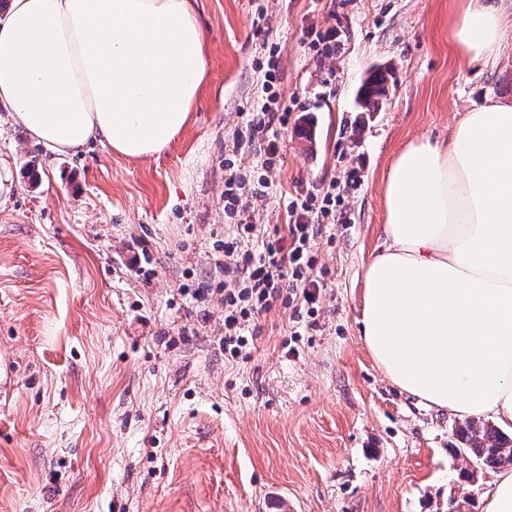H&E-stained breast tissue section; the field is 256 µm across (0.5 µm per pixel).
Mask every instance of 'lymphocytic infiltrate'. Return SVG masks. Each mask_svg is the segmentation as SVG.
I'll return each mask as SVG.
<instances>
[{
    "label": "lymphocytic infiltrate",
    "mask_w": 512,
    "mask_h": 512,
    "mask_svg": "<svg viewBox=\"0 0 512 512\" xmlns=\"http://www.w3.org/2000/svg\"><path fill=\"white\" fill-rule=\"evenodd\" d=\"M234 186V180H227L224 192L232 213L240 217L233 235L224 240V353L233 359L249 344L246 328L284 295L307 308L316 304L321 284L312 276L315 260L310 250L319 230L316 206L336 202L330 194L320 200L311 194L297 196L288 203L293 223L261 237Z\"/></svg>",
    "instance_id": "obj_1"
}]
</instances>
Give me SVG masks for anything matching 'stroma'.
I'll return each instance as SVG.
<instances>
[{"mask_svg":"<svg viewBox=\"0 0 512 512\" xmlns=\"http://www.w3.org/2000/svg\"><path fill=\"white\" fill-rule=\"evenodd\" d=\"M192 2L208 79L163 152L57 154L0 111V512H481L495 472L464 478L460 418L394 387L358 320L392 164L458 113L512 102V34L501 60L470 63L449 38L462 0ZM312 28L334 30L331 54ZM385 66L386 100L360 111ZM270 68L288 125L240 140ZM232 175L267 232L297 194L342 195L310 242L313 317L274 305L234 360L219 345ZM391 77L389 67L375 70L362 86L358 96V106L363 112H375L378 110L380 101L386 98L388 83Z\"/></svg>","mask_w":512,"mask_h":512,"instance_id":"stroma-1","label":"stroma"}]
</instances>
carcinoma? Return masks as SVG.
I'll list each match as a JSON object with an SVG mask.
<instances>
[{
    "mask_svg": "<svg viewBox=\"0 0 512 512\" xmlns=\"http://www.w3.org/2000/svg\"><path fill=\"white\" fill-rule=\"evenodd\" d=\"M391 70L388 67L375 70L362 86L358 106L364 112L378 110L380 101L386 98ZM455 435L465 448L451 449L452 455L463 453L481 469H498L512 464V438L494 427L466 420L458 426Z\"/></svg>",
    "mask_w": 512,
    "mask_h": 512,
    "instance_id": "carcinoma-1",
    "label": "carcinoma"
}]
</instances>
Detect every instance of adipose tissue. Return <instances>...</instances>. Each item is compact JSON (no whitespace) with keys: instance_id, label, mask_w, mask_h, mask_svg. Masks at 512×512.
Here are the masks:
<instances>
[{"instance_id":"obj_1","label":"adipose tissue","mask_w":512,"mask_h":512,"mask_svg":"<svg viewBox=\"0 0 512 512\" xmlns=\"http://www.w3.org/2000/svg\"><path fill=\"white\" fill-rule=\"evenodd\" d=\"M510 27L512 0H465L450 38L465 60L493 62ZM206 76L189 0H11L0 16V106L56 153L162 152ZM383 198L365 347L426 407L512 430V103L408 145Z\"/></svg>"}]
</instances>
